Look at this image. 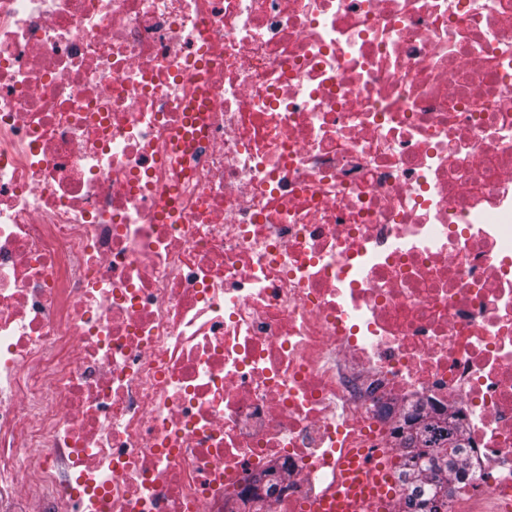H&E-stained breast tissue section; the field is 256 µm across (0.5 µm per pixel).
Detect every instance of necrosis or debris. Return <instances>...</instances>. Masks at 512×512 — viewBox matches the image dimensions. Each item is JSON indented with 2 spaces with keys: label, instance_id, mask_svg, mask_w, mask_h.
<instances>
[{
  "label": "necrosis or debris",
  "instance_id": "obj_1",
  "mask_svg": "<svg viewBox=\"0 0 512 512\" xmlns=\"http://www.w3.org/2000/svg\"><path fill=\"white\" fill-rule=\"evenodd\" d=\"M414 400L512 512V0H0V512H314Z\"/></svg>",
  "mask_w": 512,
  "mask_h": 512
}]
</instances>
